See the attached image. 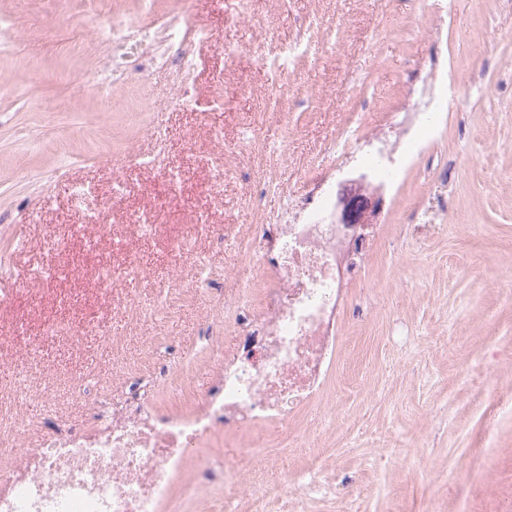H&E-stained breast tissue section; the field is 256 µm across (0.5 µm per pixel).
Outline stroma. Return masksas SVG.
<instances>
[{"label": "stroma", "mask_w": 512, "mask_h": 512, "mask_svg": "<svg viewBox=\"0 0 512 512\" xmlns=\"http://www.w3.org/2000/svg\"><path fill=\"white\" fill-rule=\"evenodd\" d=\"M209 37L189 48L184 85L142 54L120 89L98 16L83 0H0V381L33 366L53 397L71 379L99 384L172 344L206 390L236 339L205 338L207 268L219 293L260 275L263 243L234 242L307 186L370 175L367 159L327 151L352 116L398 134L406 81L438 57L436 116L384 196L379 240L345 284L338 359L322 397L262 441L268 478L331 485L307 512H512V0H187ZM288 85V103L272 95ZM162 162L131 166L128 153ZM224 178L216 180V161ZM262 193V192H261ZM103 214L107 237L84 226ZM155 214L141 234L131 214ZM224 227L216 235L212 226ZM189 240V250L178 247ZM118 271L110 292L87 278ZM138 276H124L127 267ZM167 293L165 312L155 310Z\"/></svg>", "instance_id": "obj_1"}]
</instances>
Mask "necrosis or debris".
I'll list each match as a JSON object with an SVG mask.
<instances>
[{"instance_id":"necrosis-or-debris-1","label":"necrosis or debris","mask_w":512,"mask_h":512,"mask_svg":"<svg viewBox=\"0 0 512 512\" xmlns=\"http://www.w3.org/2000/svg\"><path fill=\"white\" fill-rule=\"evenodd\" d=\"M205 37L182 7L164 24L145 18L115 26L113 85L133 52L162 55ZM253 235L273 245L248 294L225 301L210 319V341L230 329L239 342L205 393L183 385V362L159 344L151 345L144 368L113 385L94 388L83 377L76 390L90 403L79 420L20 413L31 381L18 379L7 395L17 409L0 426V512H168L176 489L191 496L237 489L261 435L287 430L319 400L338 354L341 277L359 278L374 237L352 246L330 199L319 193L287 201ZM220 439L238 445L236 462L213 452Z\"/></svg>"}]
</instances>
